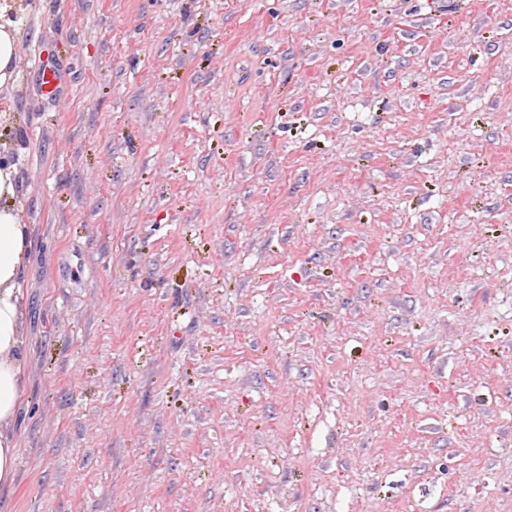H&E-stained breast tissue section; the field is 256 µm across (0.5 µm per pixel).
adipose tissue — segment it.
<instances>
[{
	"label": "adipose tissue",
	"instance_id": "1",
	"mask_svg": "<svg viewBox=\"0 0 512 512\" xmlns=\"http://www.w3.org/2000/svg\"><path fill=\"white\" fill-rule=\"evenodd\" d=\"M20 172L0 165V489L17 476L19 415L29 387L25 279L32 246L19 206Z\"/></svg>",
	"mask_w": 512,
	"mask_h": 512
}]
</instances>
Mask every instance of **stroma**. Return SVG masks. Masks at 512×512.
<instances>
[{"instance_id": "1", "label": "stroma", "mask_w": 512, "mask_h": 512, "mask_svg": "<svg viewBox=\"0 0 512 512\" xmlns=\"http://www.w3.org/2000/svg\"><path fill=\"white\" fill-rule=\"evenodd\" d=\"M16 27L12 512H512V0Z\"/></svg>"}]
</instances>
